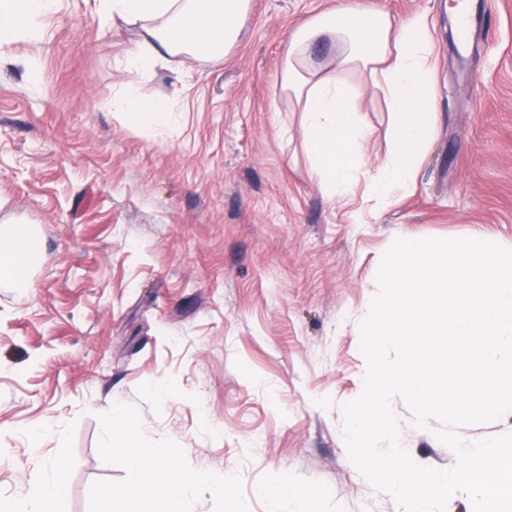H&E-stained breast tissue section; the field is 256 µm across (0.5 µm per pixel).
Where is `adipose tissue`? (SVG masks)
I'll return each mask as SVG.
<instances>
[{
    "label": "adipose tissue",
    "mask_w": 512,
    "mask_h": 512,
    "mask_svg": "<svg viewBox=\"0 0 512 512\" xmlns=\"http://www.w3.org/2000/svg\"><path fill=\"white\" fill-rule=\"evenodd\" d=\"M249 0H100L103 18L141 27L142 40L127 52L121 106L140 127L152 131L172 119L168 100L145 97L136 82L166 56L198 57L209 45L208 60L220 62L240 40ZM57 10L55 0H0V46L20 37L42 34L45 20ZM323 45L330 59L312 56ZM436 62L426 15L402 21L382 11L346 6L309 17L291 36L281 75V89L294 95L302 111L305 144L312 169L333 197L350 194L356 177H364L368 195L380 202L405 190L422 164L437 130L434 110ZM382 98L390 114L391 149L378 166H370L363 144L371 129L361 112L365 95ZM39 256L18 230L0 227V281L26 287ZM108 452L120 454L129 489L153 483L164 488L167 512H182L186 491L206 484L224 496L229 479L213 480L186 473L157 460L155 449L137 440H107ZM67 485L60 468L41 474L30 495L0 498V512H65Z\"/></svg>",
    "instance_id": "1"
}]
</instances>
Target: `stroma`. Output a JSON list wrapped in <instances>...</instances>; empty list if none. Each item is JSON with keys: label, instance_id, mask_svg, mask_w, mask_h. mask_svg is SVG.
<instances>
[{"label": "stroma", "instance_id": "stroma-1", "mask_svg": "<svg viewBox=\"0 0 512 512\" xmlns=\"http://www.w3.org/2000/svg\"><path fill=\"white\" fill-rule=\"evenodd\" d=\"M341 4L431 22L437 132L413 188L382 208L360 184L326 193L279 88L295 28ZM453 5L250 0L222 63L176 54L143 77L174 112L150 135L112 105L140 31L100 27L99 0H61L46 38L0 50V225L40 255L28 287L0 285V497L56 464L67 512H164L163 488L128 492L122 456L104 447L124 411L182 471L233 475L228 499L199 486L186 512H273L258 489L277 473L324 490L313 512H402L350 461L343 430L377 267L406 235L512 248V0H483L468 41ZM364 119L376 165L383 100L367 99ZM391 410L414 462L455 467L439 420L417 427L397 396ZM37 425L52 431L35 445Z\"/></svg>", "mask_w": 512, "mask_h": 512}]
</instances>
